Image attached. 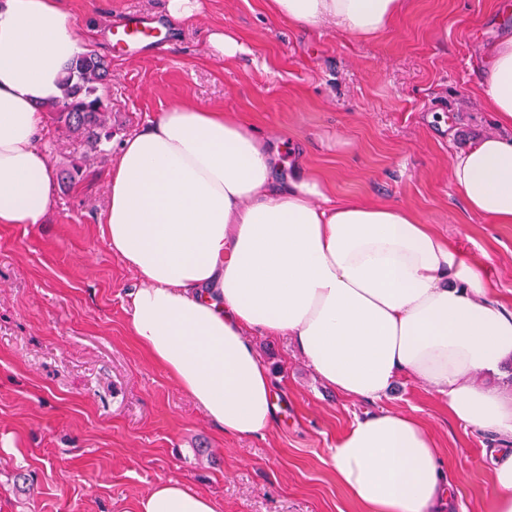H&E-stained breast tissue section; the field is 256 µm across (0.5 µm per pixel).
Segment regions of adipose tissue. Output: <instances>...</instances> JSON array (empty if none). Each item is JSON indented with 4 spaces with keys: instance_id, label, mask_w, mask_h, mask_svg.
Listing matches in <instances>:
<instances>
[{
    "instance_id": "1",
    "label": "adipose tissue",
    "mask_w": 512,
    "mask_h": 512,
    "mask_svg": "<svg viewBox=\"0 0 512 512\" xmlns=\"http://www.w3.org/2000/svg\"><path fill=\"white\" fill-rule=\"evenodd\" d=\"M406 0H271L297 26L385 35ZM83 46L64 0H0V224L46 223L55 192L41 147L43 104ZM484 98L512 129V39L486 59ZM468 210L512 224V136L455 155ZM268 137L226 113L178 104L112 151L101 235L139 278L130 326L221 432L264 436L280 411L250 339L286 336L318 378L377 399L402 376L448 398L491 434L492 512H512V396L470 381L512 361V312L482 270L400 204L337 201L307 169L280 177ZM362 512H445L453 483L432 433L410 413L355 420L329 450ZM137 512H219L176 480Z\"/></svg>"
}]
</instances>
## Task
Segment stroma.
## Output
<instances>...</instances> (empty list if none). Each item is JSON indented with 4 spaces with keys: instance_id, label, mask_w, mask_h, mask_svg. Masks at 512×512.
<instances>
[{
    "instance_id": "obj_1",
    "label": "stroma",
    "mask_w": 512,
    "mask_h": 512,
    "mask_svg": "<svg viewBox=\"0 0 512 512\" xmlns=\"http://www.w3.org/2000/svg\"><path fill=\"white\" fill-rule=\"evenodd\" d=\"M174 20L159 51L121 56L114 22L166 15L167 0H67L85 50L108 67L112 138L188 103L285 132L334 198L398 203L478 262L512 307V224L465 208L453 155L499 127L483 98L484 51L512 38L500 0H408L384 36L299 27L269 0H202ZM246 52L213 54L215 29ZM108 159L56 188L46 223L0 226V512H136L173 479L220 512H358L328 457L337 437L375 411L408 412L463 475L446 512H491L488 434L448 415L446 397L400 377L385 397L349 399L319 381L284 336H254L278 391L265 437L220 434L129 322L137 276L100 235Z\"/></svg>"
}]
</instances>
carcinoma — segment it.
<instances>
[{
  "mask_svg": "<svg viewBox=\"0 0 512 512\" xmlns=\"http://www.w3.org/2000/svg\"><path fill=\"white\" fill-rule=\"evenodd\" d=\"M106 76L101 57L94 52L82 53L67 68L61 96L44 106L50 124L62 136L75 139L84 147L81 160L71 161L63 170V179L69 182L83 177L88 162L103 156V142L112 139V113L100 95Z\"/></svg>",
  "mask_w": 512,
  "mask_h": 512,
  "instance_id": "1",
  "label": "carcinoma"
}]
</instances>
